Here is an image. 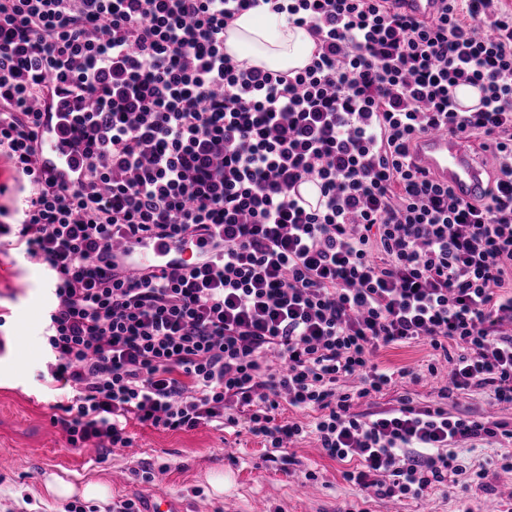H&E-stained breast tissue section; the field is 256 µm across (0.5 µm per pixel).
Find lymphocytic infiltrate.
Masks as SVG:
<instances>
[{
  "label": "lymphocytic infiltrate",
  "instance_id": "obj_1",
  "mask_svg": "<svg viewBox=\"0 0 512 512\" xmlns=\"http://www.w3.org/2000/svg\"><path fill=\"white\" fill-rule=\"evenodd\" d=\"M440 0L429 21L390 0H0V158L14 174L0 238L48 284L45 383L72 447L127 446L130 421L237 427L269 447L313 434L364 495L490 491L457 450L512 426L435 403L365 417L394 371L378 350L444 352L445 399L512 404V13ZM285 15L314 41L304 69L224 50L243 13ZM480 90L457 111L454 91ZM53 127L70 180L42 165ZM443 128L493 150L485 200H457L411 161ZM321 187L312 206L297 184ZM223 236H213L214 226ZM118 239L209 244L130 272ZM278 366H270L269 358ZM359 375L353 393L340 378ZM316 410L280 423L281 402ZM233 404L235 413L224 411Z\"/></svg>",
  "mask_w": 512,
  "mask_h": 512
}]
</instances>
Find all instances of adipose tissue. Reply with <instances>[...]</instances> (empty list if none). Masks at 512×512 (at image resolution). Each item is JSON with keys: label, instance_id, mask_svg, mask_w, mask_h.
<instances>
[{"label": "adipose tissue", "instance_id": "obj_1", "mask_svg": "<svg viewBox=\"0 0 512 512\" xmlns=\"http://www.w3.org/2000/svg\"><path fill=\"white\" fill-rule=\"evenodd\" d=\"M224 47L245 65L285 72L309 63L314 42L305 29L289 26L271 13L250 11L229 27Z\"/></svg>", "mask_w": 512, "mask_h": 512}]
</instances>
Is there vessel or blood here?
<instances>
[{
    "label": "vessel or blood",
    "instance_id": "1",
    "mask_svg": "<svg viewBox=\"0 0 512 512\" xmlns=\"http://www.w3.org/2000/svg\"><path fill=\"white\" fill-rule=\"evenodd\" d=\"M396 10L405 15L427 18L435 14V0H397ZM415 163L427 169L440 183L446 184L457 199L471 202L485 192L484 166L464 142L445 131H431L422 135L413 149ZM180 245L171 240H144L126 249L131 267L161 270L181 255ZM141 512H188L185 502L151 493L145 495Z\"/></svg>",
    "mask_w": 512,
    "mask_h": 512
}]
</instances>
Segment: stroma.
<instances>
[{"label": "stroma", "mask_w": 512, "mask_h": 512, "mask_svg": "<svg viewBox=\"0 0 512 512\" xmlns=\"http://www.w3.org/2000/svg\"><path fill=\"white\" fill-rule=\"evenodd\" d=\"M44 288L41 268L16 262L0 252V306L6 323L0 327V512H61L64 503L48 495L43 480L56 473L74 484L94 480L109 484L112 499L139 500L145 493L166 492L188 501L193 512H347L362 503L357 487L343 478L346 463L326 456L313 436L298 439L290 448L272 453L246 424L229 430L202 425L188 431L130 426L131 443L103 453L93 445L71 447L67 435L51 418L57 398L41 378L46 370L42 337ZM384 367L426 369L435 364L437 376L414 382L399 380L383 394L356 400L353 410L369 415L397 406L401 396L414 405L436 400L447 385L443 359L435 358L427 342L381 349L376 357ZM450 414H491L512 423V405L491 403L479 389L448 401ZM499 448L485 443L458 451L464 470L486 467L492 493L470 491L472 512H495L497 503L512 491V469L500 468ZM316 480H306L307 472ZM223 476V490L212 477ZM459 488L436 490L424 498L374 499L368 512H458Z\"/></svg>", "instance_id": "obj_1"}]
</instances>
